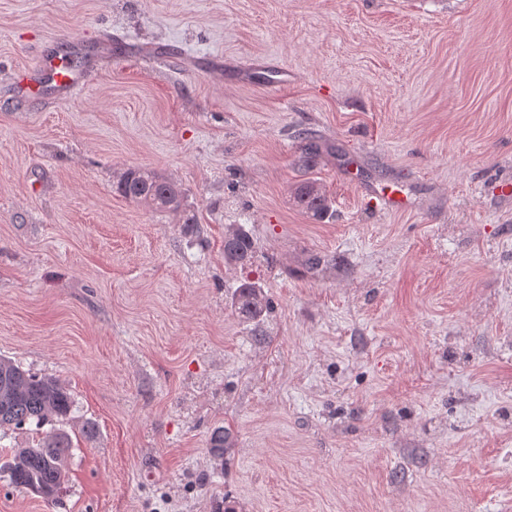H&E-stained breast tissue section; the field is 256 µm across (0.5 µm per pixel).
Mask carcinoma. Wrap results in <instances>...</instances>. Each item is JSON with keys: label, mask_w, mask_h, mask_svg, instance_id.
Listing matches in <instances>:
<instances>
[{"label": "carcinoma", "mask_w": 512, "mask_h": 512, "mask_svg": "<svg viewBox=\"0 0 512 512\" xmlns=\"http://www.w3.org/2000/svg\"><path fill=\"white\" fill-rule=\"evenodd\" d=\"M121 195L156 212L179 218L181 224H195L197 219L186 208L184 193L173 181L164 179L148 167L126 172L119 180ZM297 204L312 216L323 219L332 213V200L315 182L296 186ZM255 243L241 225L224 235V259L246 265L255 257ZM231 306L246 322L262 319L268 311L262 290L250 281L242 282L232 294ZM73 401L57 380L23 370L9 359L0 358V429L20 428L29 421L42 425L70 414ZM71 443L57 431L40 434L36 444L16 448L5 461L10 483L38 493L47 489L59 492L66 480V460Z\"/></svg>", "instance_id": "carcinoma-1"}]
</instances>
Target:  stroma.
<instances>
[{"instance_id":"1","label":"stroma","mask_w":512,"mask_h":512,"mask_svg":"<svg viewBox=\"0 0 512 512\" xmlns=\"http://www.w3.org/2000/svg\"><path fill=\"white\" fill-rule=\"evenodd\" d=\"M40 51L83 91L23 92ZM1 356L74 406L0 512H512V0H0ZM118 189L126 199L178 217L180 224H197L195 215L186 208L181 187L148 167L126 172L119 180ZM294 198L305 212L318 219H323L332 213L331 198L315 182H303L296 186ZM255 243L242 225H233L224 235V259L235 265H246L255 257ZM231 306L235 313L246 322L262 319L268 311L267 301L262 290L250 281L242 282L232 294ZM71 448L68 436L57 431L40 434L35 445L15 448L4 465L10 483L52 501L65 483L66 460ZM44 489L53 490L54 496H42L38 491Z\"/></svg>"}]
</instances>
